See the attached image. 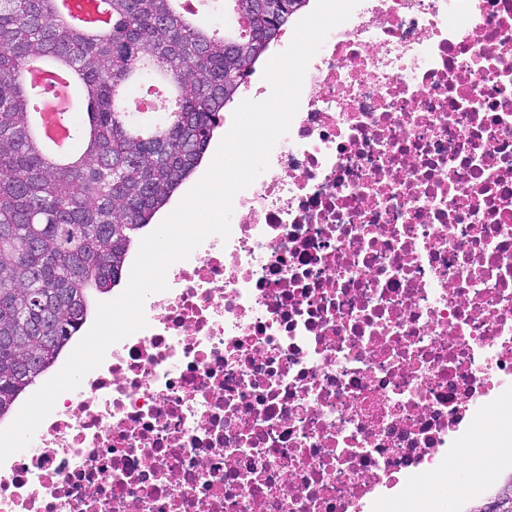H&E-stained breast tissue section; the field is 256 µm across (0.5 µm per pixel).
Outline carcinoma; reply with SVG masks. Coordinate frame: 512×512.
Returning <instances> with one entry per match:
<instances>
[{
	"label": "carcinoma",
	"mask_w": 512,
	"mask_h": 512,
	"mask_svg": "<svg viewBox=\"0 0 512 512\" xmlns=\"http://www.w3.org/2000/svg\"><path fill=\"white\" fill-rule=\"evenodd\" d=\"M84 28L61 0H0V420L86 323L91 299L120 282L136 236L202 162L224 109L309 0H230L247 28L209 26L189 0H102ZM32 61L59 63L86 104L80 153L60 165L31 132L46 89ZM179 96L150 136L115 92Z\"/></svg>",
	"instance_id": "carcinoma-1"
}]
</instances>
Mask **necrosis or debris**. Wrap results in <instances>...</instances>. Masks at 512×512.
Wrapping results in <instances>:
<instances>
[{"label": "necrosis or debris", "instance_id": "obj_1", "mask_svg": "<svg viewBox=\"0 0 512 512\" xmlns=\"http://www.w3.org/2000/svg\"><path fill=\"white\" fill-rule=\"evenodd\" d=\"M0 465V512L480 495L512 418V0H359L267 170Z\"/></svg>", "mask_w": 512, "mask_h": 512}]
</instances>
